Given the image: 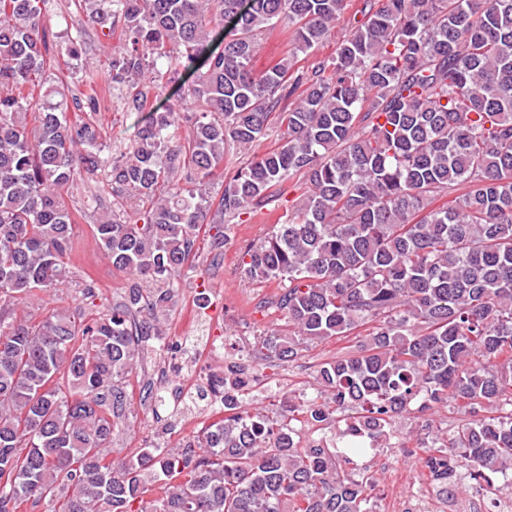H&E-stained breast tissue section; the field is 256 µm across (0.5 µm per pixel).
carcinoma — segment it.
Segmentation results:
<instances>
[{"label": "carcinoma", "mask_w": 512, "mask_h": 512, "mask_svg": "<svg viewBox=\"0 0 512 512\" xmlns=\"http://www.w3.org/2000/svg\"><path fill=\"white\" fill-rule=\"evenodd\" d=\"M44 2L0 0V512L46 500L53 512H134L150 492L140 512H373V472L344 468L350 456L388 441L395 419L450 403L462 423L419 457L437 495L512 470V0H368L336 57L301 73L297 53L349 0H81L89 22L119 24L124 39L82 87L46 91L63 109L29 92L59 56ZM279 23L288 57L256 77L258 36ZM181 72L194 80L179 101L152 107ZM116 91L141 121L114 157L97 114ZM274 116L282 143L218 200L203 193ZM288 182L301 193L285 222L242 254L248 282H288L270 302L288 329L257 337L253 358L288 363L310 343L363 339L318 366L316 395L278 409L244 408L253 377L232 364L185 401L219 395L223 408L182 450L112 459L126 378L162 336L200 231L222 248L224 217L254 213ZM85 183L111 187L93 232L132 283L88 320L75 306L32 325L15 306L71 281L68 199ZM460 185L455 204L433 206Z\"/></svg>", "instance_id": "cac0c4a2"}]
</instances>
